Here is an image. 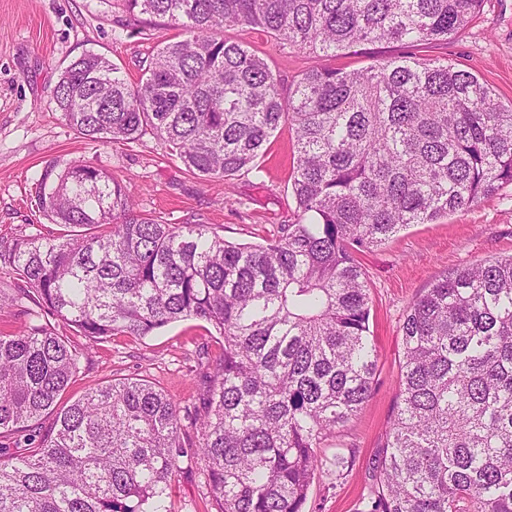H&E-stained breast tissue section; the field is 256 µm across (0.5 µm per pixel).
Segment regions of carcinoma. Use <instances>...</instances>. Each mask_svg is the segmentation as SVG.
I'll list each match as a JSON object with an SVG mask.
<instances>
[{
    "label": "carcinoma",
    "mask_w": 512,
    "mask_h": 512,
    "mask_svg": "<svg viewBox=\"0 0 512 512\" xmlns=\"http://www.w3.org/2000/svg\"><path fill=\"white\" fill-rule=\"evenodd\" d=\"M180 30L130 85L88 51L54 102L80 134L151 131L203 179L258 169L293 128L292 188L309 222L263 244L205 224L138 213L126 185L85 161L39 200L70 233L0 241L23 287L0 309L36 306L0 334V512H169L186 457L217 512H303L316 448L367 402L378 353L356 254L512 184V105L453 64L391 57L365 70L321 64L360 45L446 41L483 0H123ZM261 28L317 60L288 92L225 27ZM46 309L86 340L140 339L194 318L223 353L193 408L144 380L102 385L64 406L85 349L40 322ZM395 411L368 512H512V255L457 270L409 306ZM55 414L45 434L40 421ZM197 430L182 436V421Z\"/></svg>",
    "instance_id": "cac0c4a2"
}]
</instances>
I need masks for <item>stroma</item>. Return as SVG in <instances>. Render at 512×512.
<instances>
[{"instance_id": "35a3bbf8", "label": "stroma", "mask_w": 512, "mask_h": 512, "mask_svg": "<svg viewBox=\"0 0 512 512\" xmlns=\"http://www.w3.org/2000/svg\"><path fill=\"white\" fill-rule=\"evenodd\" d=\"M173 29L153 30L126 13L122 0H0V240L58 235L39 204L38 181L83 160L126 184L138 212L167 224L202 223L224 239L260 243L278 225L298 219L292 191L294 132L283 126L259 170L231 180H207L186 171L153 135L132 143L91 140L57 111L53 92L70 61L87 51L105 55L129 81L140 62ZM263 58L282 87L294 85L314 63L260 29L228 27ZM403 55L454 64L512 102V0H485L460 36L414 46L385 41L339 56L337 67L364 69ZM512 254V185L430 224H414L358 260L370 288V335L378 350L372 394L359 415L318 448L324 473L316 475L304 512H365L376 484L373 465L398 394L402 323L419 295L437 279L482 260ZM222 341L205 322L187 319L142 339L115 336L91 348L65 398L72 401L111 380L144 379L180 406L197 402L206 366L199 353L218 358ZM348 464L333 465L335 455ZM171 512H216L207 477L182 462L168 500Z\"/></svg>"}]
</instances>
